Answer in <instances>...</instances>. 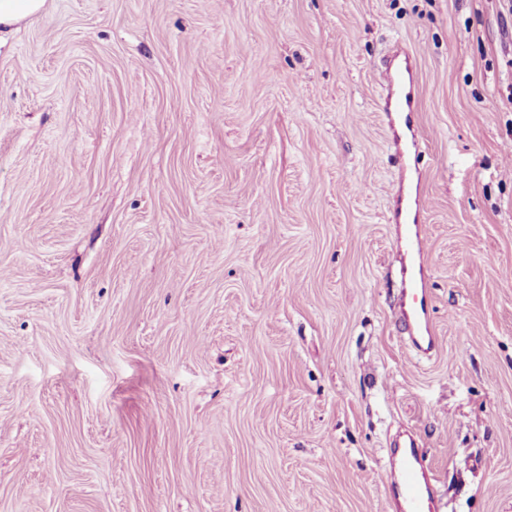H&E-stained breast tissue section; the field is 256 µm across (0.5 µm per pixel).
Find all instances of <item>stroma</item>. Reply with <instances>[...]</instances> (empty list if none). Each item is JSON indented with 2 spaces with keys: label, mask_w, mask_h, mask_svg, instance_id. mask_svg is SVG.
I'll list each match as a JSON object with an SVG mask.
<instances>
[{
  "label": "stroma",
  "mask_w": 512,
  "mask_h": 512,
  "mask_svg": "<svg viewBox=\"0 0 512 512\" xmlns=\"http://www.w3.org/2000/svg\"><path fill=\"white\" fill-rule=\"evenodd\" d=\"M407 428L441 512H512V0H46L0 39V512H387ZM380 112L398 113L409 124L410 139L421 140L419 128L410 124V114L416 106L415 62L413 56L402 51L386 64L380 79ZM412 225L404 227L400 235V248L405 256L399 313L405 319L408 336L404 340L419 355H429L436 346V336L430 318L431 298L428 291V273L421 248L423 226L420 217L427 210V201L417 191L412 202ZM407 258V261H406Z\"/></svg>",
  "instance_id": "stroma-1"
}]
</instances>
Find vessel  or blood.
<instances>
[{"mask_svg":"<svg viewBox=\"0 0 512 512\" xmlns=\"http://www.w3.org/2000/svg\"><path fill=\"white\" fill-rule=\"evenodd\" d=\"M380 88L381 111L409 118L416 106L415 62L410 53H396L386 64ZM422 233V225L415 222L406 225L400 235V248L406 261L398 307L408 332L407 344L415 353L427 355L434 350L436 337L430 318L431 298L421 248ZM387 453L390 459L388 499L392 512H438L435 477L414 436L393 442Z\"/></svg>","mask_w":512,"mask_h":512,"instance_id":"obj_1","label":"vessel or blood"}]
</instances>
